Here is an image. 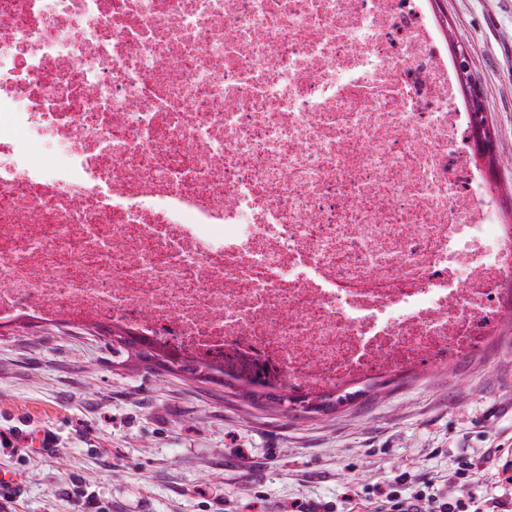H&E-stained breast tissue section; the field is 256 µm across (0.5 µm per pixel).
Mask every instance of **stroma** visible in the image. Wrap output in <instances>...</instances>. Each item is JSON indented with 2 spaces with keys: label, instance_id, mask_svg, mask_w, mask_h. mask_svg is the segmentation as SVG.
<instances>
[{
  "label": "stroma",
  "instance_id": "1",
  "mask_svg": "<svg viewBox=\"0 0 512 512\" xmlns=\"http://www.w3.org/2000/svg\"><path fill=\"white\" fill-rule=\"evenodd\" d=\"M491 102L503 159L492 183L512 222V0H443ZM398 374L333 420L244 411L223 389L112 358L93 329L0 332V470L16 512H280L339 500L345 483L425 479L512 448V326L454 364Z\"/></svg>",
  "mask_w": 512,
  "mask_h": 512
}]
</instances>
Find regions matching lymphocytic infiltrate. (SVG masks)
Listing matches in <instances>:
<instances>
[{"instance_id": "obj_1", "label": "lymphocytic infiltrate", "mask_w": 512, "mask_h": 512, "mask_svg": "<svg viewBox=\"0 0 512 512\" xmlns=\"http://www.w3.org/2000/svg\"><path fill=\"white\" fill-rule=\"evenodd\" d=\"M342 503L345 512H512V475L457 461L428 480L403 471L386 483L349 490Z\"/></svg>"}]
</instances>
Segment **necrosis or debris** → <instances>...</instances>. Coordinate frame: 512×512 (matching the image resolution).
I'll return each instance as SVG.
<instances>
[{"instance_id": "obj_1", "label": "necrosis or debris", "mask_w": 512, "mask_h": 512, "mask_svg": "<svg viewBox=\"0 0 512 512\" xmlns=\"http://www.w3.org/2000/svg\"><path fill=\"white\" fill-rule=\"evenodd\" d=\"M427 0H0V326L299 397L503 323L512 227ZM168 372L190 374L195 380L202 383L207 382V377L210 371L206 365L199 363L189 357L180 358L177 362L168 361Z\"/></svg>"}]
</instances>
